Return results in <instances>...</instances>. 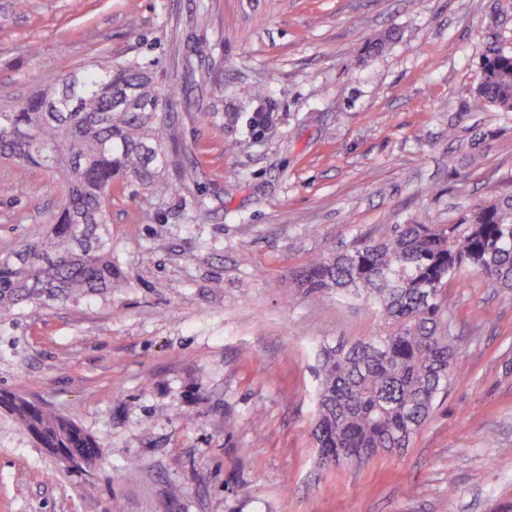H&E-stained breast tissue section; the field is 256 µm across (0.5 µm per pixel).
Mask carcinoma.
<instances>
[{
  "label": "carcinoma",
  "instance_id": "carcinoma-1",
  "mask_svg": "<svg viewBox=\"0 0 512 512\" xmlns=\"http://www.w3.org/2000/svg\"><path fill=\"white\" fill-rule=\"evenodd\" d=\"M155 66L153 59L100 57L0 109V161L22 177L38 170L59 188L50 229L0 255L1 318L24 305L121 287L108 229L112 192L139 187L161 198L171 190L164 139L176 88L159 86ZM476 93L512 112L511 53L483 57ZM463 269L512 301V195L454 224H394L305 265L299 287L361 300L377 317L374 335L317 354L311 435L322 467L406 448L425 425L451 380L456 345L444 288ZM0 412L41 447L68 448L96 466L99 444L73 419L4 390Z\"/></svg>",
  "mask_w": 512,
  "mask_h": 512
}]
</instances>
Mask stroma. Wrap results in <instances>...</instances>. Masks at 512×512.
I'll return each mask as SVG.
<instances>
[{
  "instance_id": "obj_1",
  "label": "stroma",
  "mask_w": 512,
  "mask_h": 512,
  "mask_svg": "<svg viewBox=\"0 0 512 512\" xmlns=\"http://www.w3.org/2000/svg\"><path fill=\"white\" fill-rule=\"evenodd\" d=\"M16 2L0 0V108L100 56L146 57L177 87L171 135L189 151L166 197H112L126 287L0 318V388L101 447L75 470L0 415V512L512 505V304L482 275L451 280L447 394L409 448L324 469L315 353L377 321L297 284L311 257L512 193V113L475 96L488 46L512 53V0ZM57 204L40 172L0 165V254Z\"/></svg>"
}]
</instances>
